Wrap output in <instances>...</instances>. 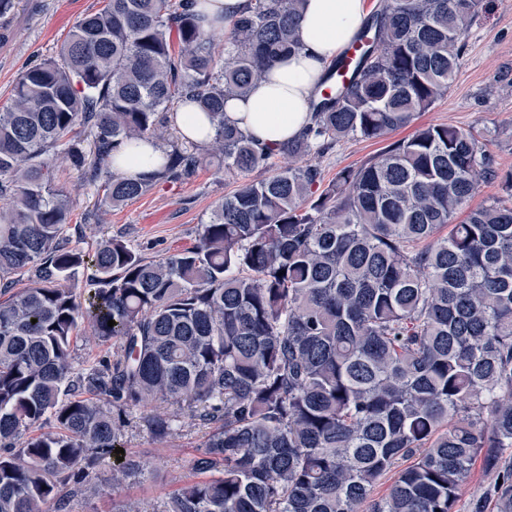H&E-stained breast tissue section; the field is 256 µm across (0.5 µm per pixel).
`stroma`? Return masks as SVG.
I'll list each match as a JSON object with an SVG mask.
<instances>
[{"instance_id": "obj_1", "label": "stroma", "mask_w": 512, "mask_h": 512, "mask_svg": "<svg viewBox=\"0 0 512 512\" xmlns=\"http://www.w3.org/2000/svg\"><path fill=\"white\" fill-rule=\"evenodd\" d=\"M102 0H14L0 17V111L10 104L13 85L30 62L56 55L76 20L97 10ZM465 55L446 96L417 124H450L478 131L493 152L501 171L512 170V0H490L464 38ZM385 140L352 138L312 162L324 181L345 167H356L386 145ZM72 195L73 224L80 227V245L94 248L104 236H123L142 256L154 258L193 246L211 210L236 187L216 166L199 167L193 177L178 183H158L141 198L119 208L102 209L99 187L89 185L75 169L60 173ZM199 421L184 417L182 432L173 443H155L133 410L122 432L125 451L152 461L154 476L128 490L137 512H164L165 494L191 477L190 458L205 436Z\"/></svg>"}]
</instances>
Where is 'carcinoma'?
<instances>
[{"instance_id": "1", "label": "carcinoma", "mask_w": 512, "mask_h": 512, "mask_svg": "<svg viewBox=\"0 0 512 512\" xmlns=\"http://www.w3.org/2000/svg\"><path fill=\"white\" fill-rule=\"evenodd\" d=\"M483 2L376 0L351 80L330 84L343 51L312 125L276 146L224 104L299 50L302 0H248L222 54L197 0H104L25 67L0 111V512H74L109 463L112 512H135L120 488L146 464L114 450L131 410L157 402L170 409L142 416L157 443L185 409L208 426L165 512H457L478 460L495 512H512V171L447 124L327 184L306 161L444 97ZM181 103L214 123L209 145L169 131ZM152 138L158 169L112 171L114 150ZM60 150L106 207L203 162L240 182L191 248L148 259L109 236L89 252L68 234ZM274 157L295 163L248 178ZM485 181L502 197L457 220ZM84 320L112 355L77 368Z\"/></svg>"}]
</instances>
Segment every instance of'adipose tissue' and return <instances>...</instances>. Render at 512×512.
Wrapping results in <instances>:
<instances>
[{"label": "adipose tissue", "instance_id": "obj_1", "mask_svg": "<svg viewBox=\"0 0 512 512\" xmlns=\"http://www.w3.org/2000/svg\"><path fill=\"white\" fill-rule=\"evenodd\" d=\"M365 12V0H305L299 51L275 63L246 97L227 100L226 119L263 146L298 137L311 123L309 103L319 77L346 47ZM163 154V147L151 140L134 154L121 148L113 154V169L128 175L148 173Z\"/></svg>", "mask_w": 512, "mask_h": 512}]
</instances>
